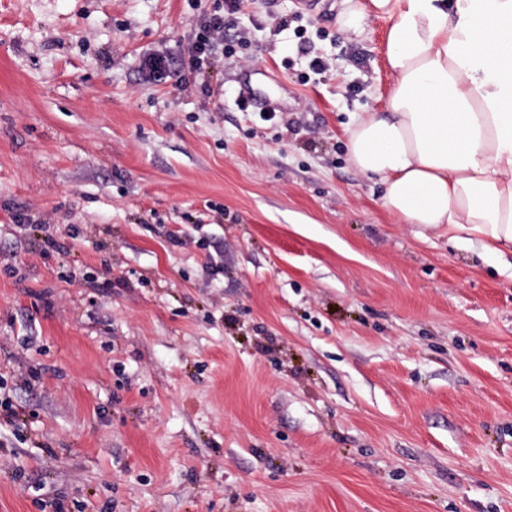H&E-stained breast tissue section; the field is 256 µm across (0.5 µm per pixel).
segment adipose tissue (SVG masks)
<instances>
[{
	"instance_id": "1",
	"label": "adipose tissue",
	"mask_w": 512,
	"mask_h": 512,
	"mask_svg": "<svg viewBox=\"0 0 512 512\" xmlns=\"http://www.w3.org/2000/svg\"><path fill=\"white\" fill-rule=\"evenodd\" d=\"M391 25L382 110L348 130L355 169L401 223L488 254L512 246V0H343L341 27Z\"/></svg>"
}]
</instances>
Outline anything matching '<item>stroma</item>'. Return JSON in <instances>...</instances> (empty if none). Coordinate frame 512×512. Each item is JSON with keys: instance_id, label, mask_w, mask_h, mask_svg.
Listing matches in <instances>:
<instances>
[{"instance_id": "1", "label": "stroma", "mask_w": 512, "mask_h": 512, "mask_svg": "<svg viewBox=\"0 0 512 512\" xmlns=\"http://www.w3.org/2000/svg\"><path fill=\"white\" fill-rule=\"evenodd\" d=\"M223 7L0 0V512H512V252L347 154L389 20L243 0L190 70ZM222 46L227 57L235 51L225 43L224 49V13H215L206 17L201 24V32L196 36L188 51V66L193 71H200L209 65L213 54Z\"/></svg>"}]
</instances>
